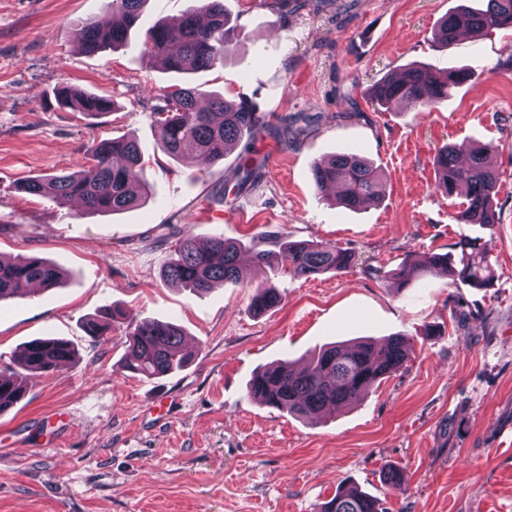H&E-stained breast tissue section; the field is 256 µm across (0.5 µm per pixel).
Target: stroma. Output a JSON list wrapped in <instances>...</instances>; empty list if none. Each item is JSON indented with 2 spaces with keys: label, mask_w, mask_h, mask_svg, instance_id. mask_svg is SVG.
<instances>
[{
  "label": "stroma",
  "mask_w": 512,
  "mask_h": 512,
  "mask_svg": "<svg viewBox=\"0 0 512 512\" xmlns=\"http://www.w3.org/2000/svg\"><path fill=\"white\" fill-rule=\"evenodd\" d=\"M458 0H341L321 10L224 0L235 39L222 64L173 75L142 52L154 25L196 0H148L128 46L90 55L75 30L110 16L109 0H0V255H37L66 272L54 288L0 302V369L34 339L70 341L66 369L30 375L24 398L0 416V512H315L339 485L378 497L386 512H512V76L489 65L512 53V32L432 38ZM434 73L479 70L446 101L389 110L372 84L410 64ZM179 83L303 120L298 141L252 144L257 185L223 162L177 160L160 148L151 111ZM112 98L116 111L59 108L62 85ZM138 139L152 197L120 214H89L24 193L27 179L72 171L100 138ZM493 144L496 223L460 219L462 197L438 190L444 144ZM355 153L378 168L383 198L350 211L316 190L310 165ZM225 201L212 198L216 187ZM222 234L246 250L288 232L354 253L345 272L296 278L253 267L240 287L194 294L161 270L187 230ZM486 246L491 287L445 274L395 288L411 254ZM280 304L250 308L254 288ZM180 326L187 366L144 378L124 371L126 324L103 339L84 324L107 306ZM408 338V359L358 402L316 421L251 400L263 366L303 364L333 342ZM396 467L400 482L387 484Z\"/></svg>",
  "instance_id": "obj_1"
}]
</instances>
